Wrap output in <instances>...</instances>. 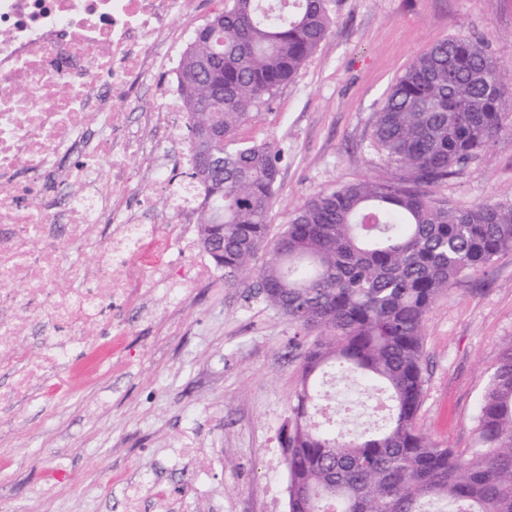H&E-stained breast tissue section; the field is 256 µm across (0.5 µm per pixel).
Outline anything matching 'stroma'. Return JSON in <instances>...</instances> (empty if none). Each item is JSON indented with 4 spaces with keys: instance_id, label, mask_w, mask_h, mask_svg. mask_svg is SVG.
I'll return each instance as SVG.
<instances>
[{
    "instance_id": "obj_1",
    "label": "stroma",
    "mask_w": 512,
    "mask_h": 512,
    "mask_svg": "<svg viewBox=\"0 0 512 512\" xmlns=\"http://www.w3.org/2000/svg\"><path fill=\"white\" fill-rule=\"evenodd\" d=\"M332 32L268 105L238 132L245 142L284 149L269 221L319 192L364 179L390 180L393 167L369 147L390 86L431 45L478 34L503 65L512 95V0H330ZM510 130L483 156L429 190L466 209L512 203ZM186 249L171 250L161 279L143 284L113 335L88 327L111 357L75 353L69 395L0 408V512H119L123 479L149 475L180 485L184 506L145 512H261L269 481L265 451L300 387L301 360L288 346L296 330L261 295L230 288L183 225ZM206 270L198 288L168 298L163 283ZM512 337V250L467 271L441 293L423 322L425 387L417 428L432 442L468 448L481 395L503 342ZM207 449L212 464L178 455L182 438Z\"/></svg>"
}]
</instances>
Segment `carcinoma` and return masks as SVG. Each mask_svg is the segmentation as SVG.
Listing matches in <instances>:
<instances>
[{"label":"carcinoma","mask_w":512,"mask_h":512,"mask_svg":"<svg viewBox=\"0 0 512 512\" xmlns=\"http://www.w3.org/2000/svg\"><path fill=\"white\" fill-rule=\"evenodd\" d=\"M217 23L196 33L180 76L191 178L205 196L199 243L225 286L256 278L267 305L320 335L300 353L301 384L281 430L288 512H512V337L481 396L471 447L443 448L415 426L427 311L464 272L512 249V203L461 210L428 192L505 129L512 101L500 62L480 36L416 58L375 113L371 146L396 177L326 189L274 235L281 149L237 131L330 35L329 0H224ZM327 367L376 394L382 428L338 439L340 409L321 403L316 384Z\"/></svg>","instance_id":"obj_1"}]
</instances>
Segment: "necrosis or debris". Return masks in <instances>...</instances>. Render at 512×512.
I'll use <instances>...</instances> for the list:
<instances>
[{
	"label": "necrosis or debris",
	"mask_w": 512,
	"mask_h": 512,
	"mask_svg": "<svg viewBox=\"0 0 512 512\" xmlns=\"http://www.w3.org/2000/svg\"><path fill=\"white\" fill-rule=\"evenodd\" d=\"M198 21L195 0H0V371L11 374L1 408L43 389L66 395L70 342L87 343L85 329L107 303L133 299L130 268L155 276L147 254L164 237L156 196L184 224L200 207L194 184L173 182L165 155L146 169L132 163L152 133L181 139L178 72ZM157 69L165 105L144 112L142 133L129 132L127 88ZM65 156L75 165L60 167ZM102 160L112 163L109 190L98 185ZM144 181L151 191L137 209L118 211L115 188ZM100 224L112 234L98 247ZM63 244L72 254L65 267ZM44 314L71 340L45 343L34 357L16 338Z\"/></svg>",
	"instance_id": "4bbe7bcc"
}]
</instances>
